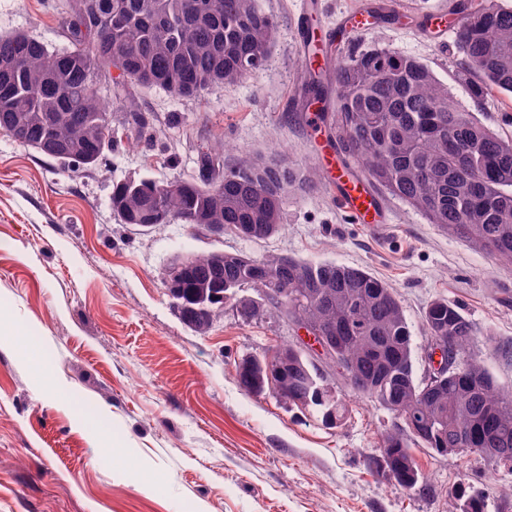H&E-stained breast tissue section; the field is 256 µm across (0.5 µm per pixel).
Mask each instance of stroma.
Wrapping results in <instances>:
<instances>
[{
  "instance_id": "obj_1",
  "label": "stroma",
  "mask_w": 512,
  "mask_h": 512,
  "mask_svg": "<svg viewBox=\"0 0 512 512\" xmlns=\"http://www.w3.org/2000/svg\"><path fill=\"white\" fill-rule=\"evenodd\" d=\"M257 2L277 21L265 66L198 97L132 88L151 129L139 138L116 126L102 168L72 170L0 133V324L24 339L0 346V512H452L461 489L483 493L487 512H512V466L477 455L412 447L427 489H402L381 468L394 414L333 371L326 383L345 405L333 425L274 392L243 391L246 357L291 344L320 359L278 312L244 319L228 302L202 335L181 320L168 264L224 250L368 267L403 305L420 378L432 367L423 315L433 300L459 306L478 334L512 340V265L383 192V224L353 223L321 170L327 134L294 98L313 69L297 32L304 16L330 31L331 55L385 47L420 59L454 105L512 138V97L475 103L458 71L455 0ZM59 3L0 0V35L63 48ZM378 6L398 22L347 32L353 14ZM426 14L443 19L430 36L419 29ZM211 147L228 166L275 156L319 168L318 185L289 198L284 229L260 241L176 223L145 230L111 211L113 183L194 178Z\"/></svg>"
}]
</instances>
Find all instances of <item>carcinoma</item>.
<instances>
[{
    "label": "carcinoma",
    "mask_w": 512,
    "mask_h": 512,
    "mask_svg": "<svg viewBox=\"0 0 512 512\" xmlns=\"http://www.w3.org/2000/svg\"><path fill=\"white\" fill-rule=\"evenodd\" d=\"M455 31L457 66L473 78L478 102L489 95H512V8L498 0H458ZM110 27L105 43L99 29ZM277 22L256 0H65L62 30L68 45L51 49L19 32L17 59L0 72V132L20 127L32 140L47 132L67 149L61 161L74 169L103 163L114 137L112 112L97 85L103 72H123L119 85L159 87L191 97L216 83L235 85L259 70L269 57ZM309 105L324 109L328 129L343 164L359 168L374 187L421 211L443 231L473 242L512 264V139L502 138L472 113L448 99V88L414 56L373 48L340 56L336 65L301 85ZM125 122L143 134L146 122L133 97L122 100ZM317 171L297 170L276 158L220 169L210 184L170 189L172 182L140 178L113 186L114 213L125 224L188 227L222 224L241 237L252 228L265 240L284 227L290 196L309 192ZM287 279L308 292L303 300L269 308L288 322L310 328L323 321L346 336L344 354L369 384L358 394L396 414L400 422L383 438L385 472L406 490L423 492V476L409 451L418 444L443 454L447 448H506L501 460L512 465V393L503 392L473 351L476 331L459 307L432 301L423 323L430 344L448 339V372L431 383L415 376L411 327L394 290L363 267L283 256L257 260L211 253L192 255L178 283L180 318L188 322L196 299L216 287L235 286L267 295V275ZM488 350L512 360V342L485 335ZM288 392L269 382L252 358L238 364L239 386L249 393L273 391L301 407H316L327 420L340 421L342 400L327 395L318 368L288 346ZM412 412L409 424L399 412Z\"/></svg>",
    "instance_id": "carcinoma-1"
}]
</instances>
